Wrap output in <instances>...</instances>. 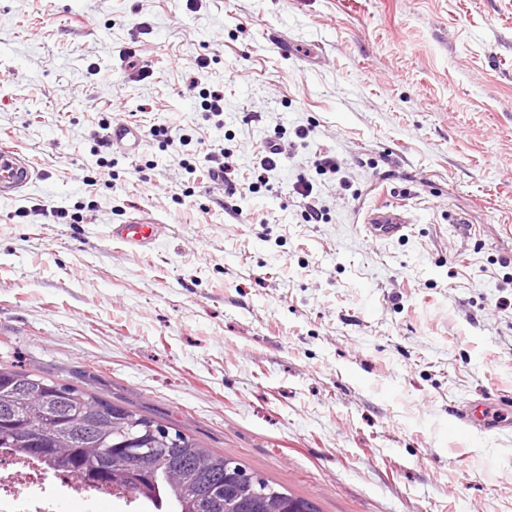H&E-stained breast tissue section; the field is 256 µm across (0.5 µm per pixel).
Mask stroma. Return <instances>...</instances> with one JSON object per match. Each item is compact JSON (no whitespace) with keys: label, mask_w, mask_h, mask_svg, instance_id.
Listing matches in <instances>:
<instances>
[{"label":"stroma","mask_w":512,"mask_h":512,"mask_svg":"<svg viewBox=\"0 0 512 512\" xmlns=\"http://www.w3.org/2000/svg\"><path fill=\"white\" fill-rule=\"evenodd\" d=\"M130 50L146 73L121 69ZM103 119L190 143L107 170ZM277 129L274 190L235 209L184 170L205 141L247 179ZM0 145L41 173L0 200L1 365L183 430L319 512H512V429L450 416L512 398V0H0ZM325 151L337 174H317ZM381 199L407 201L402 239L365 234ZM140 210L166 233L135 255L107 231ZM292 195L300 198L302 217L308 224H319L324 220L325 209L319 203L317 193L311 182L301 179L292 186Z\"/></svg>","instance_id":"obj_1"}]
</instances>
